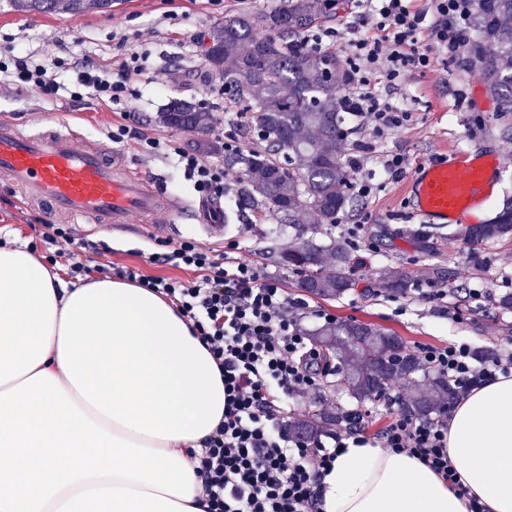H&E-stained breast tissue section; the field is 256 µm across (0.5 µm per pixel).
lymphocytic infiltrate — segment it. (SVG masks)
Returning <instances> with one entry per match:
<instances>
[{
    "mask_svg": "<svg viewBox=\"0 0 512 512\" xmlns=\"http://www.w3.org/2000/svg\"><path fill=\"white\" fill-rule=\"evenodd\" d=\"M437 19L426 23L411 0H365L354 24L336 30L310 31L306 42L314 50L345 49V77L350 89L338 102L341 111L366 121L370 135L380 139L402 127L408 110L394 105L375 90L405 73L433 71L437 55L462 61L467 44L469 0H434ZM427 33L426 48L418 36ZM129 38L119 34L122 53L95 67H81L75 81L86 98L112 107L119 114L109 136L114 144L131 146L143 155L173 151L177 165L204 198L222 194V165L172 142L141 131L127 108L133 95L131 79L144 74L148 48L128 49ZM60 58L36 59L7 47L0 73L7 86L39 88L44 97H58L55 77ZM39 239L49 251L48 262L69 256L71 248L97 255L104 242L77 234L69 224L43 223ZM239 242L228 239L213 248L193 237L182 238L150 261L192 271L189 279L142 274L139 268L99 264L104 276H117L165 296L188 321L209 351L224 381V418L204 442L198 455L199 496L208 512H320L319 483L345 441L371 445L419 457L466 496L448 457V424L419 421L391 410L385 426L369 433V412H358L354 424L332 433L330 443L307 440L291 430L293 419L284 397L319 400L325 379L336 366L323 352L309 347L307 338L287 315L288 293L279 279L254 262L237 255ZM421 363L448 376L460 391H468L497 376H512V354L476 359L468 343L422 346Z\"/></svg>",
    "mask_w": 512,
    "mask_h": 512,
    "instance_id": "obj_1",
    "label": "lymphocytic infiltrate"
}]
</instances>
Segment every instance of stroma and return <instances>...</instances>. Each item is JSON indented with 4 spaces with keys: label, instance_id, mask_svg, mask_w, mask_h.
<instances>
[{
    "label": "stroma",
    "instance_id": "35a3bbf8",
    "mask_svg": "<svg viewBox=\"0 0 512 512\" xmlns=\"http://www.w3.org/2000/svg\"><path fill=\"white\" fill-rule=\"evenodd\" d=\"M285 0H112L111 8L87 13H44L14 10L10 0H0V37L15 40L28 53L55 49L66 62L58 79L73 86L71 63L95 66L112 55L113 33L151 32L149 74L133 83L136 92L132 110L140 117L150 135L178 142L194 149L200 135L194 131H176L160 124L159 112L172 99L206 101L215 123L210 139L233 142L244 148L241 109L223 92L224 79L210 70L202 55V45L214 25L243 9L281 7ZM381 94L411 113L407 125L385 138L372 142L367 170L375 171V190L366 198L353 197L352 206L338 225L317 226L314 215L303 222L272 234L274 222L267 213L241 210L236 206L234 189L236 171L230 170L220 201L229 216V235L240 238V256L259 263L269 275L280 278L289 299L298 305L289 309L298 328L320 325V313L332 314L339 322L370 323L401 336L410 351L419 346H445L458 341L472 348L512 349V310L496 307L495 298L512 293V237L487 241L475 246L464 244L446 228H428L426 240L415 232L418 221L412 218L404 196L405 179L385 180L379 176L383 155L399 153L408 159L409 170H416L454 148H467L475 154L493 153L503 164L491 198L479 214L462 218L458 229L483 224L512 194V136L504 137L496 120V104L487 93L472 66L455 61L439 64L435 71L406 73L395 83L381 84ZM116 114L91 100L76 103L69 97L47 99L37 90L27 88L0 95V121H10L24 131L35 132L49 124L66 125L77 130L83 141H108V132ZM132 167L155 178L160 188L178 202L196 199L192 181L175 163L173 156L157 154L146 157L124 149ZM40 211L23 203L18 188L0 185V241L5 236L19 237L32 243L34 226L42 221ZM364 223L365 234L357 238L350 275L355 287L333 300L314 298L297 286L300 276L280 262L282 253L313 238L326 242L331 236H347L349 228ZM79 233L106 241L113 248L112 262L136 266L146 275L180 276V269L149 263V253L156 251L153 237L142 234L138 224L107 233L95 225H78ZM441 266L451 274L443 299L430 301L419 290L395 296L383 292L379 282L384 273L397 270L414 281H422L429 267ZM485 293L474 300L471 291ZM325 403L294 401L297 415L321 408L362 409L372 413L371 431L386 423L383 402L357 401L340 384L329 378L323 388Z\"/></svg>",
    "mask_w": 512,
    "mask_h": 512
}]
</instances>
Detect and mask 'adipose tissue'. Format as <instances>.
Returning a JSON list of instances; mask_svg holds the SVG:
<instances>
[{
	"label": "adipose tissue",
	"instance_id": "obj_1",
	"mask_svg": "<svg viewBox=\"0 0 512 512\" xmlns=\"http://www.w3.org/2000/svg\"><path fill=\"white\" fill-rule=\"evenodd\" d=\"M47 371L103 430L190 460L224 415V382L188 322L126 280L75 285L27 246L0 245V393ZM448 456L486 512H512V377L473 389L448 423ZM321 512H469L419 458L341 449L322 479ZM45 512H207L112 477L61 489Z\"/></svg>",
	"mask_w": 512,
	"mask_h": 512
}]
</instances>
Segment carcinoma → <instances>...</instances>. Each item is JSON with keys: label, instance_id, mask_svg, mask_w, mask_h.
Returning <instances> with one entry per match:
<instances>
[{"label": "carcinoma", "instance_id": "carcinoma-1", "mask_svg": "<svg viewBox=\"0 0 512 512\" xmlns=\"http://www.w3.org/2000/svg\"><path fill=\"white\" fill-rule=\"evenodd\" d=\"M21 10L83 13L97 0H12ZM339 0H288L286 7L239 13L212 27L205 61L224 72V93L245 113V135L256 146L224 151V162L238 167L236 196L242 209L269 212L277 224H297L312 213L318 223L334 226L350 199L343 121L336 104L345 81L336 52L318 53L304 33L335 16ZM475 35L469 40L470 62L489 95L496 100L502 129L512 131V0H472ZM231 68H226V65ZM158 120L174 130L204 135L196 142L203 153L220 151L206 137L213 115L187 100L172 101ZM512 236V197L485 224L466 230L470 243ZM348 242L331 237L325 244L307 240L282 255V264L302 275V291L317 298H340L354 288ZM417 284L390 271L381 289L407 294ZM311 341L336 359V374L359 401L384 398L401 386V410L429 420L448 409L455 395L448 377L424 368L401 337L366 323H326L310 333ZM346 415L319 410L292 425L293 432L315 439Z\"/></svg>", "mask_w": 512, "mask_h": 512}]
</instances>
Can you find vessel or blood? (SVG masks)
Listing matches in <instances>:
<instances>
[{"label":"vessel or blood","mask_w":512,"mask_h":512,"mask_svg":"<svg viewBox=\"0 0 512 512\" xmlns=\"http://www.w3.org/2000/svg\"><path fill=\"white\" fill-rule=\"evenodd\" d=\"M501 163L457 148L419 168L406 194L420 223L447 226L490 199ZM0 178L22 190L27 204L51 219H83L120 229L132 217L157 235H171L184 221L207 235L224 233V210L201 201L171 202L150 179L132 172L112 146L83 144L68 127L28 133L0 122Z\"/></svg>","instance_id":"vessel-or-blood-1"}]
</instances>
